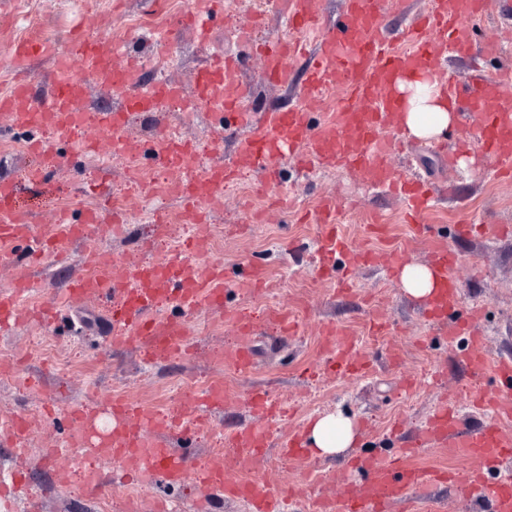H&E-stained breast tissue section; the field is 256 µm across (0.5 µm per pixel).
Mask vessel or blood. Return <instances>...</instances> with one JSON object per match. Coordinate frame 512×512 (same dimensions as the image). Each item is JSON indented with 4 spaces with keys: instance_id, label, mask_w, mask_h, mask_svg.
I'll return each instance as SVG.
<instances>
[{
    "instance_id": "b4317fda",
    "label": "vessel or blood",
    "mask_w": 512,
    "mask_h": 512,
    "mask_svg": "<svg viewBox=\"0 0 512 512\" xmlns=\"http://www.w3.org/2000/svg\"><path fill=\"white\" fill-rule=\"evenodd\" d=\"M402 3L403 0H345L335 24L325 28L321 25L318 0H281L282 12L295 37L275 41L267 48L265 81H287L288 62L302 51L298 33L316 29L322 32L317 49L308 59L305 92L296 106L286 110L247 111L243 105L247 88L234 77L239 60L216 55L204 61L194 79V104L218 109L225 131L243 129L247 135L238 142L229 162L207 166L198 173L188 168L194 146L169 137L165 130L157 131L151 146L154 157L162 165L184 168L169 192L182 202L185 223L202 228L204 206L222 195L225 186L242 173L258 168L274 171L283 161L290 160L304 169L315 166L348 171L363 186L402 198L412 219L413 234L421 236L428 232L429 227L422 224L421 218L430 208L435 191L421 180L396 174L389 162L394 143L386 139L385 133L397 127L401 111L399 85L414 74L442 72L447 54L472 46L468 23L483 15L487 0H428L427 8L407 21L395 42L386 33L387 19L399 12ZM218 4L219 0H207L206 7L195 9L184 18V25L194 29L200 40H208ZM476 48L479 56L489 57L496 54L498 44L489 39ZM45 51L37 30L11 45L10 59L16 76L11 89L0 94V113L9 118L15 129L52 128L76 139L86 129L95 128L113 134V154H138L142 151L140 142L116 135L125 111L151 112L163 102L181 96L180 88L166 81L155 83L146 92L133 89V61L126 59L111 39L81 33L71 37L66 52L57 58L60 79L49 92L40 94L34 87L29 65ZM91 79L106 88L126 90L123 110L81 108ZM334 89L343 92L335 119L314 123L313 114L320 108L325 92ZM441 91L451 103H464L479 117L474 136L490 160L491 171L497 175L511 173L512 83L477 71L449 77L442 83ZM13 192L12 183L0 181L1 243L27 233L10 206ZM339 208V202L332 197L323 198L319 207L316 221L324 231V248L345 246L335 232ZM98 222L99 211L92 207L85 209L78 222L70 211H61L54 223L41 227L35 235L30 259L50 256L59 262L67 261L70 245L89 244ZM359 259L393 276L409 257L404 249L391 246L361 251ZM458 263L457 255L448 247L433 251L430 266L437 286L428 304L427 318L443 325L449 340L466 338L465 361L474 375L481 377L491 372L502 384L511 386L512 357L492 364L484 353V338L477 327L480 307L471 308L462 322L448 321L462 303V287L455 275ZM229 286L218 265L192 262L177 253L118 277L83 275L71 282L67 297L77 304L93 299L105 305L112 319L123 323L125 343L142 350L149 360L162 362L185 348L189 325L184 318L155 315L157 300L168 298L186 310L199 305L220 310ZM30 291L26 281L0 291L1 328L23 317L19 301ZM320 335L323 349L329 355L327 365L333 372L357 376L368 370V360L357 351L355 340L347 331L326 324ZM473 404L488 410L489 416L459 439L458 445L478 462L477 470L462 474L420 469L412 462L415 449L411 447L399 449L386 459L363 456L337 471L336 479L345 488L342 496L313 501V512H388L397 501L412 506L419 493L433 482L454 485L462 496L488 503L491 512H512V430L505 428L494 414L495 402L486 394L476 395ZM108 410L120 425L102 439L96 436V411L77 415L82 440L91 451L112 457L130 472L158 476L169 483L184 479L189 457L170 453L161 442L147 440L144 433L188 432L200 419L197 409L188 410L185 419L177 424L164 422L124 399L110 400ZM456 425L454 409L437 411L424 426L420 445L430 448L447 444ZM270 438L267 428L248 426L232 433L228 444L261 454L268 448ZM236 464V459L229 458L212 467L202 480L204 489L246 500L254 512H277L282 503L304 500L300 489L287 495L280 487L263 481L231 480L229 473Z\"/></svg>"
}]
</instances>
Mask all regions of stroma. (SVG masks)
<instances>
[{
	"mask_svg": "<svg viewBox=\"0 0 512 512\" xmlns=\"http://www.w3.org/2000/svg\"><path fill=\"white\" fill-rule=\"evenodd\" d=\"M111 2L38 0L44 15L71 21L70 28L48 32L49 42L62 46L70 30L79 29L90 36H110L121 50L138 57L144 31L114 22L101 26L94 19L95 13L107 12ZM122 9L153 14V48L172 56L164 77L177 84L187 100L192 97L197 69L209 56L238 58L248 72L260 73L261 46L278 38L287 24L275 11L256 17L249 0H239L228 22L213 25L212 39L204 46L191 30L175 29L168 9L156 8L154 0H123ZM475 27L478 36L496 37L502 46L499 54L485 59L486 71L512 82V14L490 13ZM303 75L302 62H292L287 85L249 89L246 106L254 112H269L296 104ZM476 123L474 116L460 114L438 140L407 139L402 152L392 157L398 173L427 174L440 191L424 216L433 227L428 238L409 236L399 199L363 187L341 170H304L286 161L280 166V187L268 189L262 197L246 198L225 189L223 196L207 204V234L189 254L194 261L223 264L231 283L224 296L225 310L186 314L158 300L157 314L187 317L191 327L187 351L164 362H149L140 350L120 342L121 326L107 327L108 315L96 302L86 301L75 310L64 304L68 283L90 270L80 244H73L67 263L28 264L23 256L30 238L12 242L18 259L0 267V289L29 281L35 288L31 304H55L59 315L53 321L28 318L0 332V467L21 472L25 478L21 491L11 498L10 512H104L100 500L112 479L122 488L112 499L111 512H165L170 504L177 505L179 512H251L245 501L221 493L201 496L196 472H189L178 484L159 477L145 481L126 477L107 458L95 461L96 485L82 482L61 487L62 475L85 453L76 442V412L104 407L112 397L175 419L200 399L203 386L223 384V407L206 411L204 422L190 437L162 438L175 453L202 463L211 457L214 433L229 434L255 422L251 398L255 392H265L292 413L270 423L272 446L262 456L240 455L232 477L285 488L301 486L311 498L340 494L335 480L340 460L311 454L287 459L279 449L290 432L306 429L311 419L327 414L349 418L359 434L349 456L379 459L417 441L427 419L446 404L457 412L459 431L478 427L483 418L471 409L469 394L476 384L491 386L495 380L490 375L480 381L472 376L464 363L465 337L448 340L440 328L425 322L421 302L380 268L356 264L353 253L342 250L325 254L321 230L309 220L320 198L333 195L341 203L339 230L354 249L369 247L365 226L376 215L386 221L390 236L404 245L413 264H427L435 246L448 245L460 258L456 275L465 306L483 308L479 328L488 360L512 355V235L456 233L457 225L467 222L512 226V181L493 177L475 150H467L466 163L451 169L434 152L438 145L455 152L470 139ZM39 136L54 144L58 163L42 183L35 184L30 173L41 168L42 161L25 147L30 133L11 129L7 119L0 117V179L14 183L15 205L31 229L51 223L55 212L64 207L71 209L74 220H81L83 208L95 206L99 184L113 187L126 181L130 190L123 203V231L113 234L112 211L103 209L96 226L100 250L115 258L117 274L131 260L143 265L157 261L161 238L149 227L168 212L180 211L179 200L161 188L148 191L130 182L120 163L93 167L78 143L53 131H40ZM181 136L199 147L222 137V151L206 158L210 164L231 157L237 143L236 136L223 134L207 112L197 113L194 124L185 127ZM248 266L264 270L266 289L253 288L244 274ZM241 308L260 319L270 309H288L298 316L300 330L293 336H272L262 330L239 335L228 314ZM373 308L390 324V334L380 345L368 334L367 315ZM325 323L350 332L360 352L373 362L368 374L339 376L327 369L319 335ZM243 347L255 355V366L246 374L226 362L227 353ZM19 415L26 417L27 427L17 434L10 422ZM418 509L488 512L483 504L461 497L445 483L427 487Z\"/></svg>",
	"mask_w": 512,
	"mask_h": 512,
	"instance_id": "35a3bbf8",
	"label": "stroma"
}]
</instances>
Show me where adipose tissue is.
Listing matches in <instances>:
<instances>
[{"mask_svg":"<svg viewBox=\"0 0 512 512\" xmlns=\"http://www.w3.org/2000/svg\"><path fill=\"white\" fill-rule=\"evenodd\" d=\"M402 92L406 99L401 123L406 134L430 138L440 134L454 121L455 108L430 78L408 83ZM307 435L314 454L326 458L344 454L355 443L351 422L339 415L311 422Z\"/></svg>","mask_w":512,"mask_h":512,"instance_id":"1","label":"adipose tissue"}]
</instances>
